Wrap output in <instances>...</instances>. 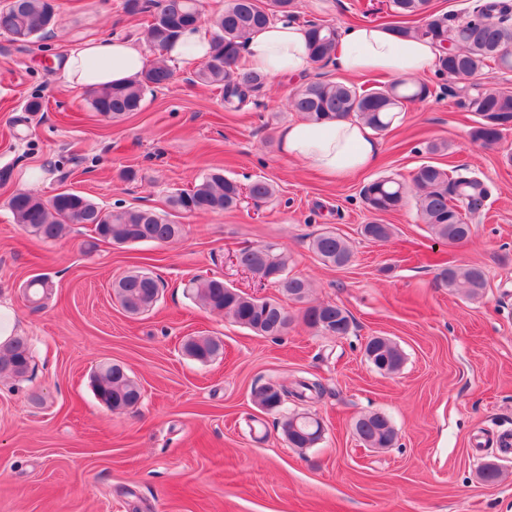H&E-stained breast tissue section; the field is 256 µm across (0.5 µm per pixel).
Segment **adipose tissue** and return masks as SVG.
<instances>
[{
  "mask_svg": "<svg viewBox=\"0 0 512 512\" xmlns=\"http://www.w3.org/2000/svg\"><path fill=\"white\" fill-rule=\"evenodd\" d=\"M246 64L272 79H297L311 67L300 26L276 22L253 35L244 52ZM438 49L427 39H404L373 24L347 27L341 37L337 67L351 75L382 73L397 79L434 72ZM146 65L143 49L133 39L92 40L73 49L58 78L72 89L137 81ZM282 154L306 162L325 175L342 179L372 166L380 152L374 131L355 119L298 120L279 132Z\"/></svg>",
  "mask_w": 512,
  "mask_h": 512,
  "instance_id": "adipose-tissue-1",
  "label": "adipose tissue"
}]
</instances>
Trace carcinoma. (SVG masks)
Masks as SVG:
<instances>
[{"mask_svg": "<svg viewBox=\"0 0 512 512\" xmlns=\"http://www.w3.org/2000/svg\"><path fill=\"white\" fill-rule=\"evenodd\" d=\"M155 11L145 30V42L159 53V58L146 64L140 79L130 85H111L88 91L94 112L120 120L141 109L145 92L168 85L173 71L162 60L173 49L179 36L202 23L200 0H153ZM431 0H388L389 29L404 37L428 38L439 50L437 73L448 77L454 92L463 99L467 111L475 116L470 131L473 142L493 147L509 130L512 122V90L474 87L473 79L493 63L502 70H512V0H473L468 17L462 22L430 8ZM55 0H6L0 6V31L15 43H34L44 38L54 24ZM298 21L294 0H224V11L209 21L213 29L209 55L195 71V81L222 91L224 109L238 112L255 101L266 85L267 77L240 65L251 35L267 28L275 20ZM310 58L313 63L334 61L339 44L337 28L324 21L303 24ZM433 96L431 86L420 80H396L389 84L363 87L343 81H310L292 96L291 107L303 119L329 121L356 117L376 132L393 124L394 113L408 104L420 103ZM254 206L276 194L269 179L258 176L244 189L224 171L213 168L195 185L170 197V205L181 213L198 215L231 210L238 206L243 193ZM360 196L366 208L386 214L403 207L413 197L418 215L431 235L448 244L467 242L472 235L468 219L480 210L491 196L487 183L464 168L444 169L430 161L420 164L411 184L396 178L376 179L365 184ZM14 222L27 234L43 241L60 239L70 227L89 224L99 239L113 241L112 229L123 235L119 244L169 242L182 233V225L150 209L106 211L82 193L67 189L44 200L26 190L15 192L8 200ZM366 240L386 242L393 226L375 219L361 226ZM312 252L325 264L348 265L354 252L350 244L334 230L326 229L312 238ZM240 266L258 278L270 279L272 285L288 300L303 305V322L319 334L329 331L345 336L351 320L347 311L331 303L309 301V280L291 274V256L276 243H263L239 250ZM436 281L444 288L461 290L469 298H478L486 287L485 273L479 266L453 264L438 268ZM113 293L122 309L137 316L155 307L160 296V281L147 269H136L115 279ZM192 298L204 308L222 314L257 336H280L288 331L292 318L276 300L256 298L233 288L218 276H195L187 284ZM25 296L36 306H43L53 295V285L43 275L31 277L24 287ZM370 362L381 371L396 372L404 361L397 343L373 336ZM184 353L206 364L224 353L223 341L216 336H191L182 344ZM31 368L29 341L16 336L0 347V376L21 381ZM97 398L113 410H123L139 403V385L119 364L100 367L93 374ZM281 395L270 400L266 387L254 392L256 405L274 412L292 397L312 399L322 393L320 382L301 378L290 387L281 386ZM320 423L294 415L282 422L288 444L307 447L306 436L315 435ZM355 433L370 448H389L396 440V430L383 412H372L355 422Z\"/></svg>", "mask_w": 512, "mask_h": 512, "instance_id": "obj_1", "label": "carcinoma"}]
</instances>
